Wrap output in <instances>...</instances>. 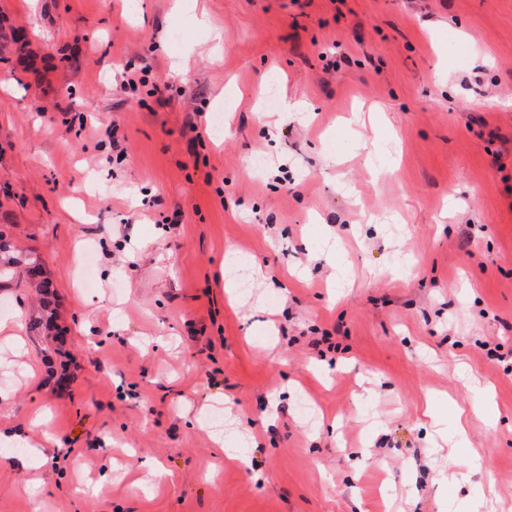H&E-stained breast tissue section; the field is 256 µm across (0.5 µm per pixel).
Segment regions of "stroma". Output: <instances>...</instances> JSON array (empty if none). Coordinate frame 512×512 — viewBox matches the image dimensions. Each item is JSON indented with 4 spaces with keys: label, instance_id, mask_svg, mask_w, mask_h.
Wrapping results in <instances>:
<instances>
[{
    "label": "stroma",
    "instance_id": "1",
    "mask_svg": "<svg viewBox=\"0 0 512 512\" xmlns=\"http://www.w3.org/2000/svg\"><path fill=\"white\" fill-rule=\"evenodd\" d=\"M137 2L0 0V512H512V0ZM39 260L40 257L31 252L23 255L0 229V288L7 287V283L14 279L19 266L37 264Z\"/></svg>",
    "mask_w": 512,
    "mask_h": 512
}]
</instances>
